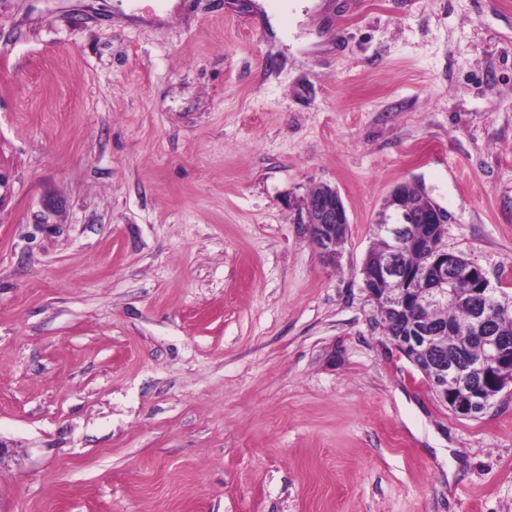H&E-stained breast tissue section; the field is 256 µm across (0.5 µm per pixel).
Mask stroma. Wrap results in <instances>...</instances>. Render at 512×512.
<instances>
[{
    "label": "stroma",
    "instance_id": "obj_1",
    "mask_svg": "<svg viewBox=\"0 0 512 512\" xmlns=\"http://www.w3.org/2000/svg\"><path fill=\"white\" fill-rule=\"evenodd\" d=\"M402 182L512 305V0H0V512H512L361 287ZM297 223L305 226L310 239L324 255L335 258L349 224L346 207L336 188L323 185L311 192Z\"/></svg>",
    "mask_w": 512,
    "mask_h": 512
}]
</instances>
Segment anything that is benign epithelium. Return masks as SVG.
Here are the masks:
<instances>
[{
	"instance_id": "benign-epithelium-1",
	"label": "benign epithelium",
	"mask_w": 512,
	"mask_h": 512,
	"mask_svg": "<svg viewBox=\"0 0 512 512\" xmlns=\"http://www.w3.org/2000/svg\"><path fill=\"white\" fill-rule=\"evenodd\" d=\"M380 214L392 217L375 225V236L385 242L384 252L364 260L363 289L376 304L381 321L403 327L392 344L428 364L429 386L454 414L474 417L491 399L512 384V336L498 334L512 320V309L491 304L495 294L481 267L469 263L470 323L465 347L448 345V305L454 298L450 282L461 266L459 255L448 251L440 235L448 213L434 205L416 187L401 183L384 198ZM298 223L328 257H336L345 239L349 219L336 188L323 185L309 194ZM425 253L426 266L413 272L407 255Z\"/></svg>"
}]
</instances>
